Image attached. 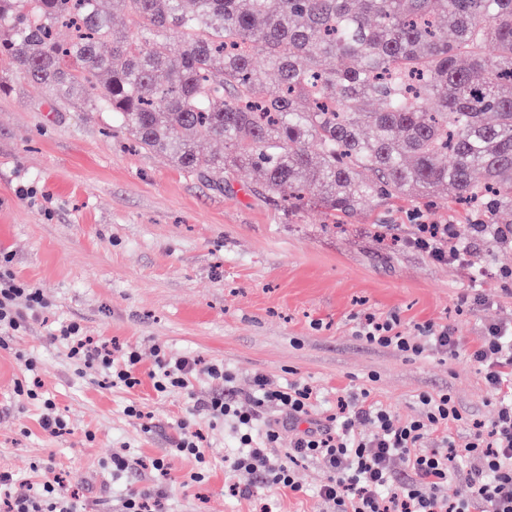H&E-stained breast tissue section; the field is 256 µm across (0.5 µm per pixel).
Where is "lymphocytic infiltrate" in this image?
<instances>
[{
	"mask_svg": "<svg viewBox=\"0 0 512 512\" xmlns=\"http://www.w3.org/2000/svg\"><path fill=\"white\" fill-rule=\"evenodd\" d=\"M453 237V225L422 224L412 243L436 260L455 261L464 250L453 245ZM47 306L40 290L18 280L8 259L0 258V349H9L12 337L27 330ZM59 333L68 358L99 370L111 386L131 390L141 385L138 351L114 354L108 344L83 335L76 322L63 325ZM357 335L368 344L414 355H465L497 391L496 416L488 425L473 426L460 442L449 426L463 416L447 393L420 394V412L408 420L372 401L366 390L339 400L338 412L327 414L319 410L311 385H276L258 374L242 401L229 391L234 376L223 365L203 368L194 356H174L162 346L154 349L148 378L160 395L190 392L201 374L218 384V392L194 400L191 415L212 426L231 423L241 452L230 459V469L296 492L300 486L292 462L318 460L328 473L318 490L328 512H512V325L489 327L467 343L444 325L429 323L409 336L398 331L396 320L369 317ZM23 365L29 377L17 383L18 395L39 402L44 431L66 433L67 418L41 391L37 359L24 358ZM266 408L275 416L263 422L258 413ZM283 446L288 456L281 459L274 451ZM399 462L404 465L400 471L395 468ZM458 474L469 492L451 500L444 489ZM4 505L5 512H76L72 496L55 476L29 485L26 493L8 497Z\"/></svg>",
	"mask_w": 512,
	"mask_h": 512,
	"instance_id": "obj_1",
	"label": "lymphocytic infiltrate"
}]
</instances>
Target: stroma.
Here are the masks:
<instances>
[{
  "mask_svg": "<svg viewBox=\"0 0 512 512\" xmlns=\"http://www.w3.org/2000/svg\"><path fill=\"white\" fill-rule=\"evenodd\" d=\"M0 95V254L17 279L39 289L48 311L0 349V470L13 493L52 467L74 492L80 512H121L132 489L162 490L163 512H326L317 495L319 461L294 463L301 492L257 485L232 492L227 465L237 451L229 427H203L204 462L173 454L193 397L213 384L198 377L192 394L157 395L150 379L127 392L97 370L76 366L50 334L75 320L87 335L129 346L143 371L153 349L221 363L247 396L254 375L280 385L305 381L322 407L369 390L402 419L419 412L423 393L449 392L468 424L490 422L498 396L466 359L414 356L356 336L365 315L396 320L416 334L426 323L472 341L512 321V252L474 237L461 212L446 209L460 242L478 263L440 262L409 245L415 217L406 206H365L356 220L330 226L320 209L298 213L256 195L258 173L245 170L223 189L184 174L164 157L132 147L112 132L105 112L52 108L23 73L9 72ZM35 357L47 396L70 423L49 437L41 407L15 393L20 355ZM137 403L149 427L125 413ZM129 458L121 474L112 454ZM165 458L166 472L150 462ZM205 473L202 482L191 472Z\"/></svg>",
  "mask_w": 512,
  "mask_h": 512,
  "instance_id": "obj_1",
  "label": "stroma"
}]
</instances>
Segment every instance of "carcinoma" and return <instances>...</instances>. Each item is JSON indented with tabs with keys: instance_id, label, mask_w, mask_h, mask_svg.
<instances>
[{
	"instance_id": "obj_1",
	"label": "carcinoma",
	"mask_w": 512,
	"mask_h": 512,
	"mask_svg": "<svg viewBox=\"0 0 512 512\" xmlns=\"http://www.w3.org/2000/svg\"><path fill=\"white\" fill-rule=\"evenodd\" d=\"M0 65L216 188L333 224L450 188L512 249V0H0Z\"/></svg>"
}]
</instances>
